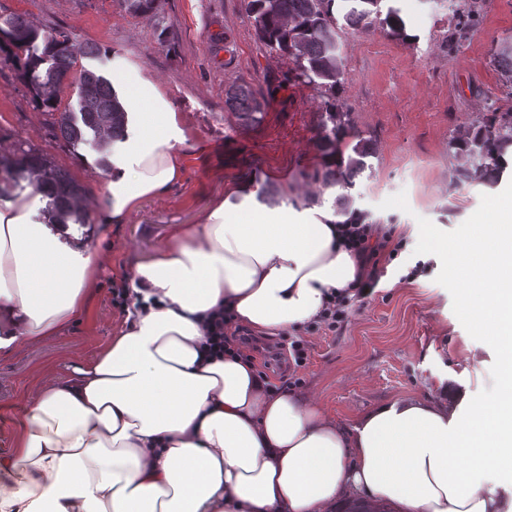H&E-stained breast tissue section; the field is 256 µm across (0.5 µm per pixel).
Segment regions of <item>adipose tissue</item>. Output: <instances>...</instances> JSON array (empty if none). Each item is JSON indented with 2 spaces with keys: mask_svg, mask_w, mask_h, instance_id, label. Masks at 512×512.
I'll return each mask as SVG.
<instances>
[{
  "mask_svg": "<svg viewBox=\"0 0 512 512\" xmlns=\"http://www.w3.org/2000/svg\"><path fill=\"white\" fill-rule=\"evenodd\" d=\"M112 91L127 125L98 227L75 239L39 221L37 200L0 205V354L61 333L94 285L101 226L182 176L188 134L157 82L116 57ZM339 220L295 192L258 201L243 183L174 226L125 273L146 306L26 411L0 455V512H337L354 498L368 512H503L499 458L481 447L512 408L501 394L475 403L444 386L345 426L306 393L268 386L250 359H206L215 308L268 336L354 295L365 267Z\"/></svg>",
  "mask_w": 512,
  "mask_h": 512,
  "instance_id": "ef3b65f1",
  "label": "adipose tissue"
}]
</instances>
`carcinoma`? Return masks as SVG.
<instances>
[{
	"instance_id": "obj_1",
	"label": "carcinoma",
	"mask_w": 512,
	"mask_h": 512,
	"mask_svg": "<svg viewBox=\"0 0 512 512\" xmlns=\"http://www.w3.org/2000/svg\"><path fill=\"white\" fill-rule=\"evenodd\" d=\"M156 0H117L126 13L154 17ZM457 18L449 44L466 37L480 23L481 0H450ZM342 4L344 20L353 29L368 31L375 24L394 37L404 36V23L398 11L386 0H243V7L257 39L269 52L293 64L290 78L325 89L326 100L319 143L322 156L343 154L339 164H323L322 182L350 190L364 171L372 154L370 140L351 126L339 98L343 92L342 56L337 19L333 5ZM0 47L6 46L19 64L21 77L31 88L39 107L58 110L63 79L72 76L77 49L72 39L53 28H37L20 15L0 17ZM498 67L505 83L512 86V38L496 49ZM76 112H62L58 129L72 146L90 145L102 152L123 136L127 112L117 103L112 84L89 70L78 78ZM226 106L245 123L256 121L261 105L254 91L241 84L228 90ZM448 148L459 160L455 181L493 187L506 173L502 157L512 153V111H492L485 122L463 134L451 137ZM350 153H345V150ZM27 182L45 198L50 224H85L87 217L78 205L84 188L45 157L30 150L8 159L0 158V196Z\"/></svg>"
}]
</instances>
